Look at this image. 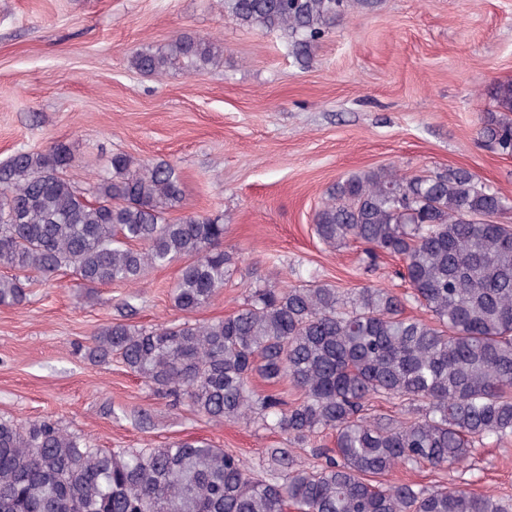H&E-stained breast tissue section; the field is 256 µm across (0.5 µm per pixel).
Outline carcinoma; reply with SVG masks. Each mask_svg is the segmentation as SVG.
Instances as JSON below:
<instances>
[{
  "label": "carcinoma",
  "mask_w": 512,
  "mask_h": 512,
  "mask_svg": "<svg viewBox=\"0 0 512 512\" xmlns=\"http://www.w3.org/2000/svg\"><path fill=\"white\" fill-rule=\"evenodd\" d=\"M375 0H224L239 27L280 31L298 63L353 11ZM131 66L163 76L224 63V50L188 34L134 51ZM479 134L512 155V82L493 87ZM70 150H19L0 163V306L21 307L38 278L66 271L87 286L135 284L184 261L174 306L196 312L233 275L221 218L181 206L165 161L112 155V174L82 189ZM512 210L462 168L426 174L361 170L338 180L315 215L328 246L355 241L374 260L398 258L410 292L307 281L254 292L206 322L98 328L87 356L116 358L156 394L215 422L248 420L286 436L273 467L204 441L163 448H95L50 416L0 418V512H505L492 493L383 483L398 467L464 462L475 444L512 437ZM414 303L421 316L405 315ZM288 381L292 398L258 403L253 375ZM395 414H371L375 400ZM325 433L334 447L307 466L294 447Z\"/></svg>",
  "instance_id": "1"
}]
</instances>
